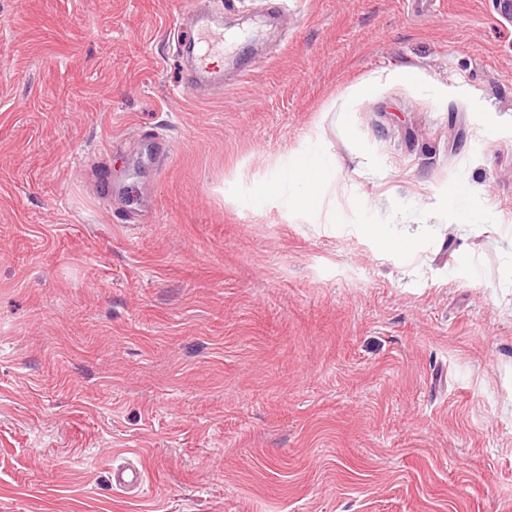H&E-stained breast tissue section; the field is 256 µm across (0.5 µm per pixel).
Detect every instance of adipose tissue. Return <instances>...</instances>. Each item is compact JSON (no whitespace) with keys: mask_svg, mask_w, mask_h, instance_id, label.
Instances as JSON below:
<instances>
[{"mask_svg":"<svg viewBox=\"0 0 512 512\" xmlns=\"http://www.w3.org/2000/svg\"><path fill=\"white\" fill-rule=\"evenodd\" d=\"M333 158L320 147L314 148L294 164L283 167L264 187L292 211L314 212L322 203L323 190L334 177Z\"/></svg>","mask_w":512,"mask_h":512,"instance_id":"obj_1","label":"adipose tissue"}]
</instances>
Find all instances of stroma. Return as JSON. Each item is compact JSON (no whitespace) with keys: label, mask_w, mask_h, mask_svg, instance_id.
I'll return each mask as SVG.
<instances>
[{"label":"stroma","mask_w":512,"mask_h":512,"mask_svg":"<svg viewBox=\"0 0 512 512\" xmlns=\"http://www.w3.org/2000/svg\"><path fill=\"white\" fill-rule=\"evenodd\" d=\"M197 6L193 96L183 0H0V512H512V16ZM195 37L194 30L191 27L185 26L183 30L179 31L177 36L179 43L183 42L192 48V53H195L196 66L188 73V80L184 85L186 91L194 90L195 84L206 72L211 64L210 59L217 53L224 52V33L219 29H202L199 30ZM333 158L316 147L294 164L283 167L278 175L264 187L265 194L274 196L292 211L314 212L322 203L324 187L334 177ZM311 171L309 179L306 172ZM144 481V473L138 466L114 470L112 484L115 488L131 492L140 488Z\"/></svg>","instance_id":"obj_1"}]
</instances>
